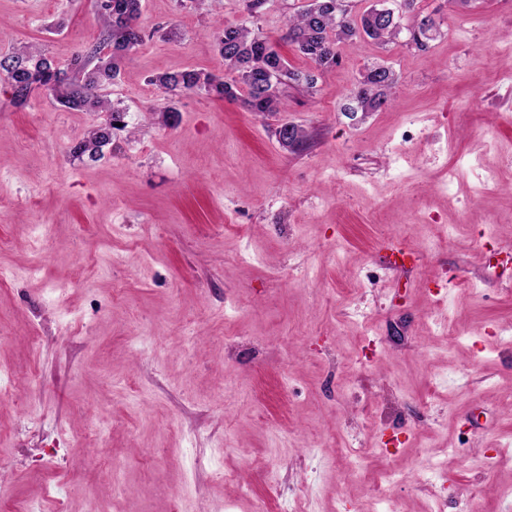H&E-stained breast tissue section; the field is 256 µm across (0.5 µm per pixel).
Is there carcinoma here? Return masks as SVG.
<instances>
[{"label":"carcinoma","instance_id":"1","mask_svg":"<svg viewBox=\"0 0 512 512\" xmlns=\"http://www.w3.org/2000/svg\"><path fill=\"white\" fill-rule=\"evenodd\" d=\"M142 0H94L95 13L102 25L99 39L79 50L68 64L60 65L39 48L21 46L0 55V79L11 89V102L26 107L40 92L60 107L83 112H109L104 126L95 125L87 137L72 148L75 157H93L112 141V129L124 123V111L100 97L97 90L111 84L119 75L122 58L142 45L145 33L139 25ZM340 0H310L306 8L288 19L283 39L313 63L308 71L288 69L275 43L245 27L226 26L218 38L219 54L224 59V76L197 70L164 73L155 78L165 93L203 90L227 101L240 100L257 114L284 110L280 89L285 82L308 92L316 88L318 75L338 63L336 44L368 38L386 45L404 32L426 46L443 20L426 15L402 23L414 10L415 0H400L403 8L392 22L381 24L372 6L352 18L339 7ZM395 72L384 64L373 66L361 76L342 111L355 117L375 112L391 103L396 87Z\"/></svg>","mask_w":512,"mask_h":512}]
</instances>
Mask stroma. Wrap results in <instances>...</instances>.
Segmentation results:
<instances>
[{"instance_id":"obj_1","label":"stroma","mask_w":512,"mask_h":512,"mask_svg":"<svg viewBox=\"0 0 512 512\" xmlns=\"http://www.w3.org/2000/svg\"><path fill=\"white\" fill-rule=\"evenodd\" d=\"M306 0H142L105 114L0 87V512H512V0H417L428 49L360 39L258 115L152 77L223 74L217 37L282 39ZM91 0H0V52L68 62ZM390 105L341 110L366 67ZM174 103L175 126L161 110ZM302 126L291 151L277 126ZM413 249L390 263L386 244ZM37 374L38 397L15 385ZM371 415L372 428L361 425Z\"/></svg>"}]
</instances>
